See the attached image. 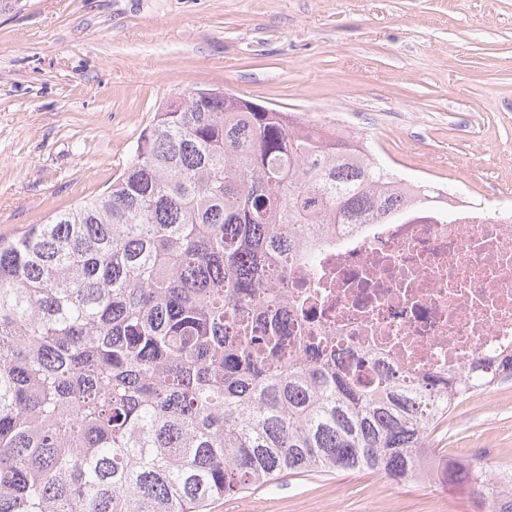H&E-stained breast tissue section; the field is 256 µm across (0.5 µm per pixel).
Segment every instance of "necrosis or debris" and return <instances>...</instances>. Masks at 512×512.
<instances>
[{"mask_svg":"<svg viewBox=\"0 0 512 512\" xmlns=\"http://www.w3.org/2000/svg\"><path fill=\"white\" fill-rule=\"evenodd\" d=\"M312 265L288 268L289 336L327 335L340 367L416 381L512 355V210L449 198L395 224H319Z\"/></svg>","mask_w":512,"mask_h":512,"instance_id":"4bbe7bcc","label":"necrosis or debris"}]
</instances>
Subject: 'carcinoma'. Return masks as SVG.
Returning <instances> with one entry per match:
<instances>
[{
    "label": "carcinoma",
    "instance_id": "obj_1",
    "mask_svg": "<svg viewBox=\"0 0 512 512\" xmlns=\"http://www.w3.org/2000/svg\"><path fill=\"white\" fill-rule=\"evenodd\" d=\"M204 89L155 113L101 193L0 238V512H206L284 474L417 479L434 433L512 369L417 388L304 336L284 359L286 256L313 224H392L443 191L336 132ZM512 512V469L448 457Z\"/></svg>",
    "mask_w": 512,
    "mask_h": 512
}]
</instances>
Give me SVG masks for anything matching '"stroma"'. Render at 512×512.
<instances>
[{
	"mask_svg": "<svg viewBox=\"0 0 512 512\" xmlns=\"http://www.w3.org/2000/svg\"><path fill=\"white\" fill-rule=\"evenodd\" d=\"M221 88L364 133L459 200L512 205V0H11L0 10V236L100 193L174 98ZM512 467V381L433 436ZM209 512H477L442 480L288 475Z\"/></svg>",
	"mask_w": 512,
	"mask_h": 512,
	"instance_id": "35a3bbf8",
	"label": "stroma"
}]
</instances>
